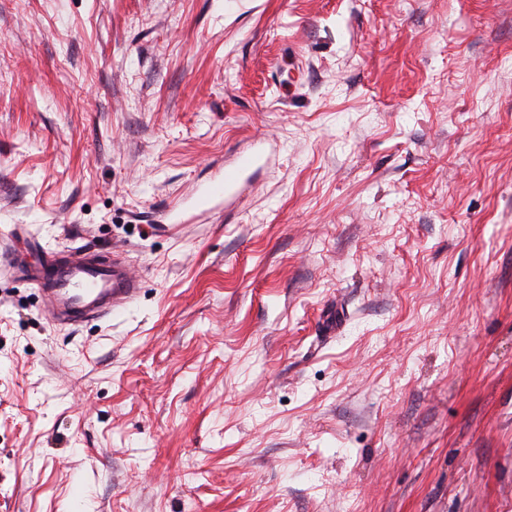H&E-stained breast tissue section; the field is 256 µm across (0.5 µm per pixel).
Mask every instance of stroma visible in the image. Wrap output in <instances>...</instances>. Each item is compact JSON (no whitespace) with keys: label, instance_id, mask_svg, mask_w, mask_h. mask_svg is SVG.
Instances as JSON below:
<instances>
[{"label":"stroma","instance_id":"stroma-1","mask_svg":"<svg viewBox=\"0 0 512 512\" xmlns=\"http://www.w3.org/2000/svg\"><path fill=\"white\" fill-rule=\"evenodd\" d=\"M1 235L0 512H512V0H0ZM266 138L255 139L247 148L236 151L230 162L217 176L203 182L195 188L193 201L200 214L216 213L212 203L224 200V209L244 191L248 183V174L270 158ZM21 275L41 288L48 315L61 326L117 315L137 299L142 286L120 250L101 256L68 249L64 256L27 267Z\"/></svg>","mask_w":512,"mask_h":512}]
</instances>
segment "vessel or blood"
<instances>
[{"label": "vessel or blood", "instance_id": "vessel-or-blood-1", "mask_svg": "<svg viewBox=\"0 0 512 512\" xmlns=\"http://www.w3.org/2000/svg\"><path fill=\"white\" fill-rule=\"evenodd\" d=\"M267 144V139H255L236 151L217 176L197 185L196 210L208 214L215 200L230 203L240 196L249 173L269 160ZM23 275L41 288L48 315L62 326L119 314L137 299L142 286L139 274L119 250L107 256L69 250L47 264L25 268Z\"/></svg>", "mask_w": 512, "mask_h": 512}]
</instances>
